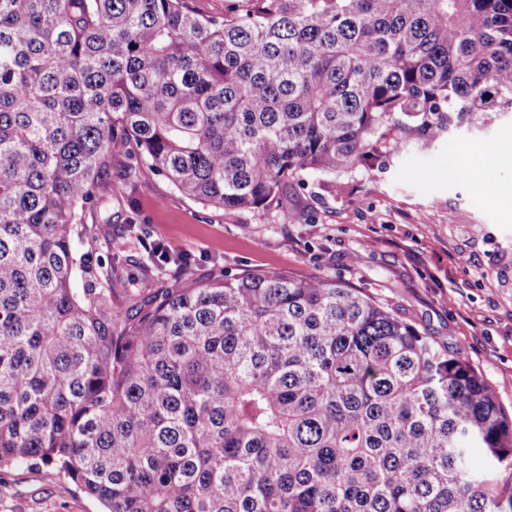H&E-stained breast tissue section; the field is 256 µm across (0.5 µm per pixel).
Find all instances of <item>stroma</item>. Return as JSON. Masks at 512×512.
Listing matches in <instances>:
<instances>
[{"label":"stroma","instance_id":"1","mask_svg":"<svg viewBox=\"0 0 512 512\" xmlns=\"http://www.w3.org/2000/svg\"><path fill=\"white\" fill-rule=\"evenodd\" d=\"M511 136L512 113H492L335 177L301 173L269 207L241 211L182 194L130 140L114 148L111 180L86 214L102 244L78 238L74 250L111 257L123 284L141 279L151 241L190 255L200 282L258 270L342 280L461 350L511 411L512 214L474 176ZM0 512L103 507L54 467L24 461L0 470Z\"/></svg>","mask_w":512,"mask_h":512}]
</instances>
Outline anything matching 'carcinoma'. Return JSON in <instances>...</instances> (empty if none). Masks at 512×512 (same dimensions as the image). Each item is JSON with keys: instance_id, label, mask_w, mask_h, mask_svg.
Returning a JSON list of instances; mask_svg holds the SVG:
<instances>
[{"instance_id": "1", "label": "carcinoma", "mask_w": 512, "mask_h": 512, "mask_svg": "<svg viewBox=\"0 0 512 512\" xmlns=\"http://www.w3.org/2000/svg\"><path fill=\"white\" fill-rule=\"evenodd\" d=\"M225 4L0 0V469L105 512H512V414L396 310L179 267L117 309L112 263L76 257L127 138L229 211L512 112V0Z\"/></svg>"}]
</instances>
